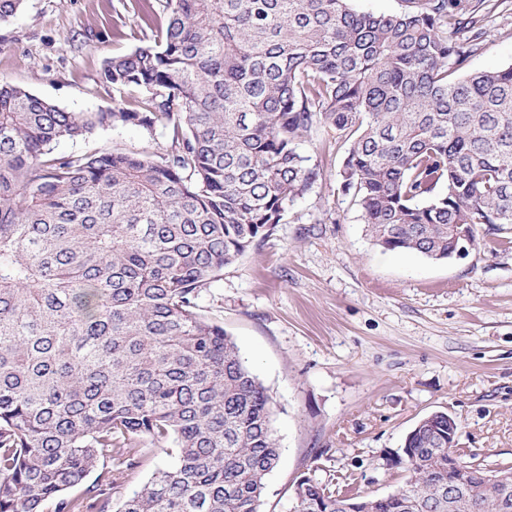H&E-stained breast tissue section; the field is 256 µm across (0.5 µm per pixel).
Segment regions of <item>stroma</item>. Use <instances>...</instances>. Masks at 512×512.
<instances>
[{
	"label": "stroma",
	"instance_id": "stroma-1",
	"mask_svg": "<svg viewBox=\"0 0 512 512\" xmlns=\"http://www.w3.org/2000/svg\"><path fill=\"white\" fill-rule=\"evenodd\" d=\"M147 0H23L0 23V81L69 112L134 101L101 79L106 59L139 45ZM512 64V11L497 15L471 71ZM163 129L108 128L64 139L58 154H158ZM301 149L313 190L204 288L222 325L273 399L281 448L260 512H293L303 477L343 495L382 496L410 474L397 456L423 416L451 413L465 463L512 467V225L480 224L462 259L387 251L339 191L344 141L317 131Z\"/></svg>",
	"mask_w": 512,
	"mask_h": 512
}]
</instances>
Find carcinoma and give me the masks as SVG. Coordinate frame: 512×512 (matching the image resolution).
Instances as JSON below:
<instances>
[{"instance_id":"carcinoma-1","label":"carcinoma","mask_w":512,"mask_h":512,"mask_svg":"<svg viewBox=\"0 0 512 512\" xmlns=\"http://www.w3.org/2000/svg\"><path fill=\"white\" fill-rule=\"evenodd\" d=\"M350 2L164 0L160 39L104 64L138 99L98 112L0 84V512H259L272 398L198 299L317 184L312 131L349 142L340 191L384 249L441 260L453 225L512 224V65L464 71L509 0ZM159 125V155L51 148ZM153 447L172 463L114 500ZM407 447L406 486L314 481L302 512H512L479 464L448 501V413Z\"/></svg>"}]
</instances>
